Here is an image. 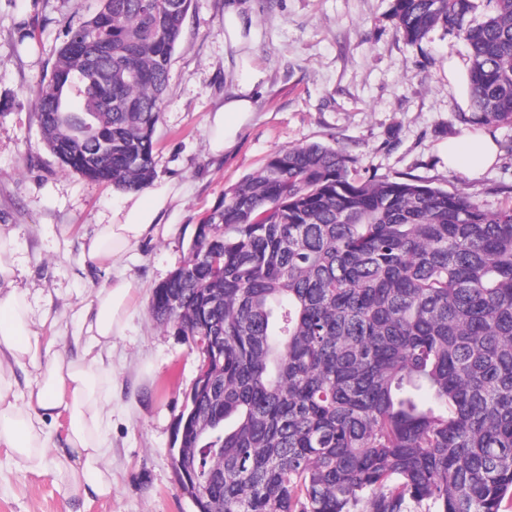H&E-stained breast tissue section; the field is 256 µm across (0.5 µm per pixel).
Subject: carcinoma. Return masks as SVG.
Here are the masks:
<instances>
[{
  "mask_svg": "<svg viewBox=\"0 0 512 512\" xmlns=\"http://www.w3.org/2000/svg\"><path fill=\"white\" fill-rule=\"evenodd\" d=\"M68 37L108 43L112 110L67 44L37 96L61 166L148 186L191 0H96ZM406 42L469 55L473 133L512 125V0H393ZM220 258L212 263L213 254ZM155 320L224 347L173 447L196 512H504L512 501V198L495 211L364 178L319 143L271 153L196 225Z\"/></svg>",
  "mask_w": 512,
  "mask_h": 512,
  "instance_id": "obj_1",
  "label": "carcinoma"
}]
</instances>
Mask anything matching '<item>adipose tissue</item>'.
<instances>
[{"instance_id":"ef3b65f1","label":"adipose tissue","mask_w":512,"mask_h":512,"mask_svg":"<svg viewBox=\"0 0 512 512\" xmlns=\"http://www.w3.org/2000/svg\"><path fill=\"white\" fill-rule=\"evenodd\" d=\"M224 43L236 49L235 86L224 104L207 119L208 146L219 155L231 149L255 113L256 88L265 74L254 63V22L239 7L224 12ZM498 146L492 134H464L449 141L443 157L449 167L469 173L492 165ZM183 194L174 182H158L128 193L113 210L112 221L98 225L83 246L91 261L120 260L140 240L158 235L164 216ZM16 232L0 226V446L10 449L18 471L39 472L54 466L66 478L72 495L106 498L112 453L106 436V409L116 376L109 353L122 335L133 300L132 282L117 273L110 287L99 290L77 328L78 358L63 360L40 340L38 315L27 289L15 280L18 266ZM68 425L55 457L51 425L59 417Z\"/></svg>"}]
</instances>
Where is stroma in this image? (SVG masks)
Here are the masks:
<instances>
[{
    "instance_id": "35a3bbf8",
    "label": "stroma",
    "mask_w": 512,
    "mask_h": 512,
    "mask_svg": "<svg viewBox=\"0 0 512 512\" xmlns=\"http://www.w3.org/2000/svg\"><path fill=\"white\" fill-rule=\"evenodd\" d=\"M265 72L255 120L234 148L209 154L206 124L234 86L235 54L224 45L227 0H192L172 54L156 132L153 179L187 187L168 213L167 235L142 240L126 260L134 303L112 365V495H69L53 471L6 468L0 447V512H193L178 488L170 448L198 359L175 324H158L153 291L182 263L196 224L226 190L272 152L322 143L351 156L361 175L426 180L498 209L512 189V126L494 130L497 162L472 176L445 165L441 149L463 135L468 105L448 76L467 63L462 41L436 30L408 44L393 0H245ZM95 0H0V225L16 230L17 284L49 318L39 329L53 354L75 358L73 334L111 263L84 259L82 245L109 223L122 190L63 170L42 142L35 102L68 23Z\"/></svg>"
}]
</instances>
